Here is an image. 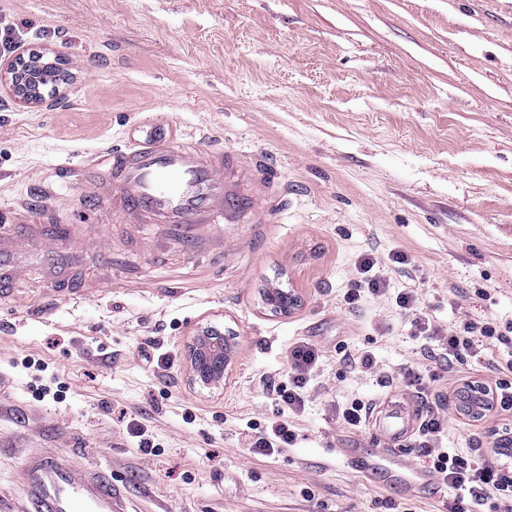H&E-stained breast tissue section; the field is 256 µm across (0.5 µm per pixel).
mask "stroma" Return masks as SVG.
I'll return each mask as SVG.
<instances>
[{
  "label": "stroma",
  "instance_id": "stroma-1",
  "mask_svg": "<svg viewBox=\"0 0 512 512\" xmlns=\"http://www.w3.org/2000/svg\"><path fill=\"white\" fill-rule=\"evenodd\" d=\"M5 42L64 64L49 106L0 88V225L82 224L111 250L63 243L0 290V512H22L20 466L42 451L110 471L128 512H385L388 498L438 512L443 489L409 496L339 456L388 442L338 409L412 399L410 365L444 386L455 371L493 377L486 361L446 367L394 296L418 289L445 329L512 324V0H0ZM151 131L232 153L235 186L269 218L190 250L86 203L80 182L61 187L63 165L91 168ZM397 251L408 265L389 262ZM367 254L390 295L351 310ZM277 288L299 305L274 312ZM211 328L237 359L207 389L188 355ZM300 339L322 358L297 439L251 453L245 428L280 411L267 383L287 381ZM365 351L374 371L341 358ZM510 425L511 412L452 408L443 445L487 454ZM369 409L368 404L354 400L342 408L339 407V415L350 428H359L363 422H366Z\"/></svg>",
  "mask_w": 512,
  "mask_h": 512
}]
</instances>
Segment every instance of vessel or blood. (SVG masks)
Here are the masks:
<instances>
[{
	"label": "vessel or blood",
	"instance_id": "vessel-or-blood-1",
	"mask_svg": "<svg viewBox=\"0 0 512 512\" xmlns=\"http://www.w3.org/2000/svg\"><path fill=\"white\" fill-rule=\"evenodd\" d=\"M102 160L110 168L111 180L89 183L86 201L113 198L132 219L168 225L171 233L188 245L196 242L203 229L254 206L250 196L233 187V167L220 151L158 139L126 150L104 151ZM34 239L44 249H51L52 236L36 225L0 227V287L23 272L22 258ZM380 422L390 447L346 448L342 451L345 459L384 483H401L412 489L432 486L433 474L410 468L397 447L410 427L409 418L395 409ZM20 476L33 512H123L111 478L102 472H86L69 458L53 454L27 457Z\"/></svg>",
	"mask_w": 512,
	"mask_h": 512
}]
</instances>
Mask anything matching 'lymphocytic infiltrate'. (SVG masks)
<instances>
[{
  "label": "lymphocytic infiltrate",
  "mask_w": 512,
  "mask_h": 512,
  "mask_svg": "<svg viewBox=\"0 0 512 512\" xmlns=\"http://www.w3.org/2000/svg\"><path fill=\"white\" fill-rule=\"evenodd\" d=\"M358 272L360 278L356 287L348 289L343 296L348 307H355L365 293L375 297L390 294L389 282L377 258L364 256ZM394 297L398 310L411 317L420 334L440 343L445 362L487 358L489 346L496 343L512 346V336H506L495 320L465 322L447 332L423 312L416 289H404ZM320 358L319 350L309 342L298 341L289 346L288 381L270 387L289 414L297 415L303 411L306 387ZM402 380L406 388L428 402L420 426L418 452L429 459L430 472L448 492L441 502V512H476L480 507L486 512H500L502 505L512 502V451H504L498 445L494 447L492 457L487 458L475 448L468 452L443 448L442 441L448 428L446 405L449 397H462V390L449 394L441 389H429L424 372L412 366L404 368Z\"/></svg>",
  "instance_id": "1"
}]
</instances>
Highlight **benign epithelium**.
<instances>
[{
    "mask_svg": "<svg viewBox=\"0 0 512 512\" xmlns=\"http://www.w3.org/2000/svg\"><path fill=\"white\" fill-rule=\"evenodd\" d=\"M51 62L44 54L29 51L19 45L0 58V73L4 74L18 100L25 104L39 105L44 102L42 89L50 73ZM224 338L200 336L190 350L193 376L204 387L220 386L224 383L226 365L224 360Z\"/></svg>",
    "mask_w": 512,
    "mask_h": 512,
    "instance_id": "obj_1",
    "label": "benign epithelium"
}]
</instances>
